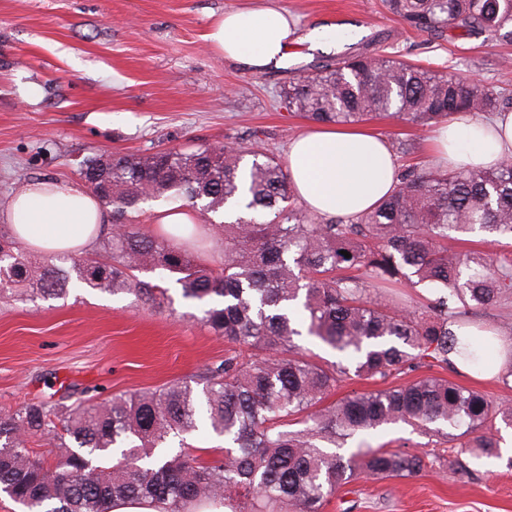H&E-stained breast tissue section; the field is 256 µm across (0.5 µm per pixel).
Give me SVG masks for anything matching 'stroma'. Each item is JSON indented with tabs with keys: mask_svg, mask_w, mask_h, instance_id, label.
<instances>
[{
	"mask_svg": "<svg viewBox=\"0 0 512 512\" xmlns=\"http://www.w3.org/2000/svg\"><path fill=\"white\" fill-rule=\"evenodd\" d=\"M255 0H0V211L35 178L84 184L96 155L140 154L240 142L286 160L307 126L282 89L353 43L472 78L500 93L512 111V42L408 29L381 0H268L301 27L351 24L358 36L329 33L293 47L287 63L256 75L207 48L214 15ZM408 143L399 166L428 165L430 128L388 117L366 124ZM171 304L86 288L63 299L0 302V409L66 395L106 402L155 389L219 364L227 345L197 321L201 304L164 282ZM372 444L426 451L436 466L400 480L358 479L323 512H512V467L475 459L407 424L385 427Z\"/></svg>",
	"mask_w": 512,
	"mask_h": 512,
	"instance_id": "35a3bbf8",
	"label": "stroma"
}]
</instances>
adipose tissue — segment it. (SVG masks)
Here are the masks:
<instances>
[{
  "instance_id": "obj_1",
  "label": "adipose tissue",
  "mask_w": 512,
  "mask_h": 512,
  "mask_svg": "<svg viewBox=\"0 0 512 512\" xmlns=\"http://www.w3.org/2000/svg\"><path fill=\"white\" fill-rule=\"evenodd\" d=\"M209 50L260 74L283 66L299 41L287 11L263 5L214 17ZM428 153L441 169L483 168L512 157V111L484 120H452L436 129ZM287 165L301 203L323 217L355 216L374 209L395 185L397 162L388 142L362 128H316L289 145ZM105 220L90 190L73 182L30 181L0 212L24 246L45 254L90 250Z\"/></svg>"
}]
</instances>
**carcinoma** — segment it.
<instances>
[{
  "label": "carcinoma",
  "mask_w": 512,
  "mask_h": 512,
  "mask_svg": "<svg viewBox=\"0 0 512 512\" xmlns=\"http://www.w3.org/2000/svg\"><path fill=\"white\" fill-rule=\"evenodd\" d=\"M383 6L417 32L512 41V0ZM283 97L300 117L336 126L392 116L425 127L456 116L479 120L500 105L481 83L353 47L289 81ZM83 176L112 207V222L124 220L122 233L100 238L90 256L69 257L65 268L0 232V298L58 299L75 280L159 307L167 289L140 274L173 276L183 298L205 304L200 322L234 350L188 380L103 404L61 399L1 410L0 492L27 512H108L114 499L162 502L168 512L189 503L321 512L329 496L363 475L409 478L423 470V454L384 445L341 453L355 436L398 423L461 438V453L499 456L496 421L512 426L511 405L435 375L387 381L448 366L454 350L472 370L486 369L489 344L478 336L462 341L452 327L512 293V259L455 250L448 238L476 229L512 236V158L490 170L404 168L378 207L347 221L304 212L280 160L235 142L122 155L106 174L85 168ZM158 200L182 202L205 218L235 201L246 215L207 224L223 249L204 259L177 235L142 231L133 214ZM420 284L437 292L425 299L429 316L391 293ZM299 315L336 362L305 354L295 341ZM353 378L374 389L328 401ZM201 413L227 444L211 463L185 442ZM291 416L304 427L288 429ZM37 438L54 448L50 456L32 447ZM171 438L179 439L173 455L160 451Z\"/></svg>",
  "instance_id": "cac0c4a2"
}]
</instances>
